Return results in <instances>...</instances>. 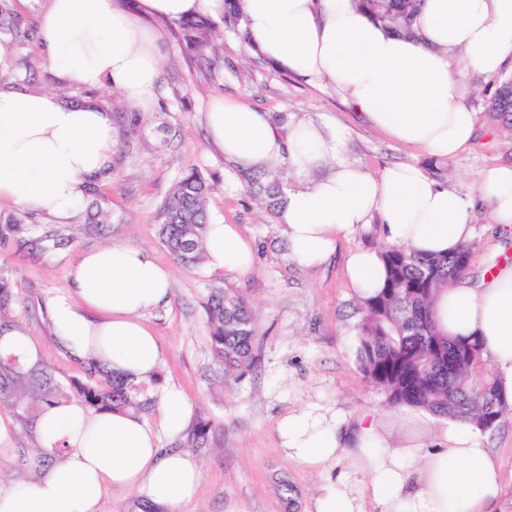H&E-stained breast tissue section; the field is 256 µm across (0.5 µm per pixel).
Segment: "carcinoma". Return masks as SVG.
Returning a JSON list of instances; mask_svg holds the SVG:
<instances>
[{
  "instance_id": "carcinoma-1",
  "label": "carcinoma",
  "mask_w": 512,
  "mask_h": 512,
  "mask_svg": "<svg viewBox=\"0 0 512 512\" xmlns=\"http://www.w3.org/2000/svg\"><path fill=\"white\" fill-rule=\"evenodd\" d=\"M376 20L397 34L412 33L422 0H357ZM224 24L241 35L239 0H225ZM18 18L0 0V33H12ZM187 46L203 60L216 51L211 27L203 22L184 24ZM489 108L501 125L512 130V75L494 83ZM212 185L197 171L184 175L155 215L158 239L168 253L186 266L203 259L202 239L208 218ZM474 255L473 245L446 256H424L407 248L384 246L383 286L363 298L358 336V361L364 378L384 391L392 408H417L437 417L467 421L486 433L495 429L505 413L506 401L496 376L481 356L476 340L451 337L439 323L436 303L449 284L467 275L459 265L462 255ZM18 289L0 272V409L9 411L26 431H36L39 416L54 406L78 402L95 413L114 410L144 416L155 407L150 382H128L95 361H84L83 377L62 383L54 367L36 350L13 348V334L27 333L16 313ZM210 345L224 369V379L238 381L255 362L256 319L239 292L227 286L209 290L204 302ZM211 430L200 421L184 447L206 441ZM65 451L18 449V465L35 474Z\"/></svg>"
}]
</instances>
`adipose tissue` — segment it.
<instances>
[{
    "instance_id": "ef3b65f1",
    "label": "adipose tissue",
    "mask_w": 512,
    "mask_h": 512,
    "mask_svg": "<svg viewBox=\"0 0 512 512\" xmlns=\"http://www.w3.org/2000/svg\"><path fill=\"white\" fill-rule=\"evenodd\" d=\"M252 47L268 60L339 90L368 121L405 145L451 159L476 135L478 118L466 104V74L499 73L512 61V0H424L413 36L372 20L356 0H241ZM224 14V0H49L39 22L46 60L65 86L114 88L148 109L161 74V34L147 18L175 22ZM460 50L452 62L451 50ZM210 143L239 168L262 172L285 160L308 173L335 159L340 131L301 122L281 131L263 113L233 96H215L205 114ZM116 130L97 105L0 85V198L69 224L89 187L112 169ZM494 220L512 225V165L483 168L474 186ZM282 231L291 261L327 263L342 240L379 219L388 243L445 255L474 238L469 199L414 164L373 175L337 163L327 176L289 195ZM206 265L241 273L255 259L252 240L235 224L209 222ZM346 273L362 295L382 286L380 253L349 254ZM71 290L53 296L54 341L71 358L100 361L134 382L149 380L164 351L144 322L167 300V272L146 249L112 244L83 251L69 270ZM440 314L449 335L478 339L482 354L512 404V263L485 281H457L443 291ZM158 427L128 412L96 414L72 402L46 413L38 443L67 450L34 478L0 489V512H99L108 489L136 491L171 508L192 499L201 469L190 454L162 451V436H177L191 405L175 386L154 392ZM287 456L321 468L354 449L369 472L361 486L337 474L316 500V512H495L501 489L498 462L483 434L455 423L432 448H384L374 419L362 416L346 434L335 413L309 408L279 424Z\"/></svg>"
}]
</instances>
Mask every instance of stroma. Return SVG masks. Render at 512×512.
Returning a JSON list of instances; mask_svg holds the SVG:
<instances>
[{
  "instance_id": "obj_1",
  "label": "stroma",
  "mask_w": 512,
  "mask_h": 512,
  "mask_svg": "<svg viewBox=\"0 0 512 512\" xmlns=\"http://www.w3.org/2000/svg\"><path fill=\"white\" fill-rule=\"evenodd\" d=\"M25 23L18 35H2L9 55L0 60V81L75 99L89 98L111 111L118 131L112 174L89 190L72 223L22 211L0 200V217L22 216L27 235L0 242V271L19 285L18 311L33 348L55 367L62 380L82 377L73 360L50 337L47 302L70 286L68 271L80 253L108 244L149 249L168 272L173 292L168 302L145 316L164 352L160 370L166 383L179 387L191 403V422H210L206 445L192 449L202 477L195 497L174 512H315L326 477L345 469L354 483L364 471L351 456L320 469L288 458L280 444L278 424L310 405L336 411L347 430L375 411L377 427L391 448L426 446L448 426L447 419L424 410L388 407L383 392L365 380L357 361L360 298L345 278L349 251L377 248L381 226L372 222L336 255L317 268L288 258L289 245L280 213L266 210L247 188L241 169L225 162L208 145L204 114L212 96L241 97L281 128L299 122L336 124L343 132L340 159L372 173L395 164H418L437 181L470 194L478 172L487 166L512 164V134L488 108L493 77L467 74V104L476 112L479 130L454 159L430 156L402 145L366 122L329 84H314L276 65L213 22L219 47L215 66H201L182 39L177 22L157 21L165 35L164 62L148 111L137 112L119 91L64 87L47 67L37 37L38 19L48 0H7ZM214 185L208 213L212 220L239 225L256 247V266L245 274H217L205 265L185 266L159 244L155 214L176 182L190 171ZM108 210L107 223H93ZM475 253L468 278L479 281L504 260L512 261V227L495 224L489 204L474 199ZM42 236L45 249L32 248L28 237ZM236 288L256 317L257 362L240 381H223L213 358L203 301L209 288ZM486 442L498 462L504 494L497 512H512V409ZM293 486L294 510H287L279 479Z\"/></svg>"
}]
</instances>
